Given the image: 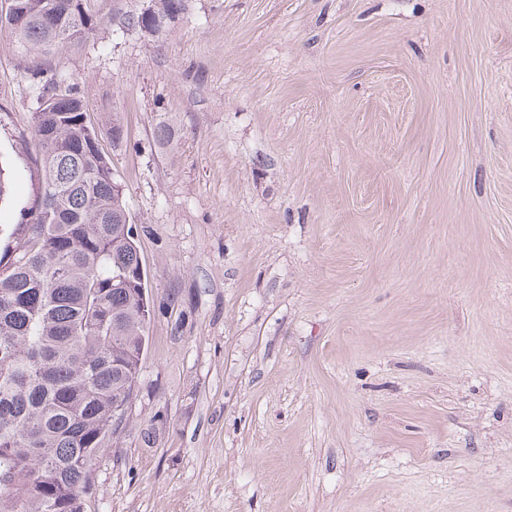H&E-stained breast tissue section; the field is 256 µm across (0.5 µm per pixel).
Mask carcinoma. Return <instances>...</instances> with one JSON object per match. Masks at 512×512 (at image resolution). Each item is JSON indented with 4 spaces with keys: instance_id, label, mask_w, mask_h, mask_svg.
<instances>
[{
    "instance_id": "cac0c4a2",
    "label": "carcinoma",
    "mask_w": 512,
    "mask_h": 512,
    "mask_svg": "<svg viewBox=\"0 0 512 512\" xmlns=\"http://www.w3.org/2000/svg\"><path fill=\"white\" fill-rule=\"evenodd\" d=\"M5 29L29 54L92 30L82 0H12ZM127 19L158 35L183 0ZM43 180L29 224L0 246V512H84L92 462L130 403L148 336L147 287L124 191L78 91L38 83Z\"/></svg>"
}]
</instances>
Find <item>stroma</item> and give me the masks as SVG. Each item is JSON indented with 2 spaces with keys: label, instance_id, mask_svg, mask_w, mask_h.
I'll return each instance as SVG.
<instances>
[{
  "label": "stroma",
  "instance_id": "35a3bbf8",
  "mask_svg": "<svg viewBox=\"0 0 512 512\" xmlns=\"http://www.w3.org/2000/svg\"><path fill=\"white\" fill-rule=\"evenodd\" d=\"M85 5L59 52L0 32V227L44 75L142 230L148 348L85 512H512V0H185L159 37Z\"/></svg>",
  "mask_w": 512,
  "mask_h": 512
}]
</instances>
